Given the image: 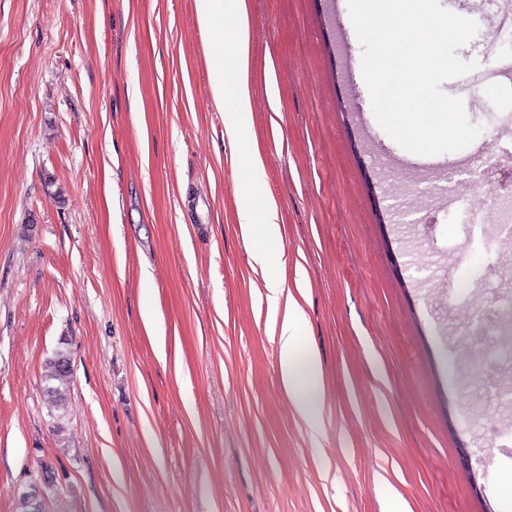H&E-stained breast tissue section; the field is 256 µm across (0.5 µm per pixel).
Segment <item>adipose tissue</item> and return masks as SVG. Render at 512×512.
Returning a JSON list of instances; mask_svg holds the SVG:
<instances>
[{"mask_svg":"<svg viewBox=\"0 0 512 512\" xmlns=\"http://www.w3.org/2000/svg\"><path fill=\"white\" fill-rule=\"evenodd\" d=\"M200 30L213 41L224 42L235 61L232 73H225L223 60H215L210 69L211 96L216 107L231 103L224 115V134L230 149L237 153L251 174V194L238 211V222L249 241L252 267L263 274L267 299L272 308L282 309L278 331L280 377L288 396L309 429L320 432L322 367L319 354L303 336L306 324L303 311L283 278L272 268L282 258V229L278 208L265 193L261 177L263 162L258 152L247 146L246 135L252 122L248 83L250 38L247 24V0H194ZM236 26L225 30V17Z\"/></svg>","mask_w":512,"mask_h":512,"instance_id":"ef3b65f1","label":"adipose tissue"}]
</instances>
